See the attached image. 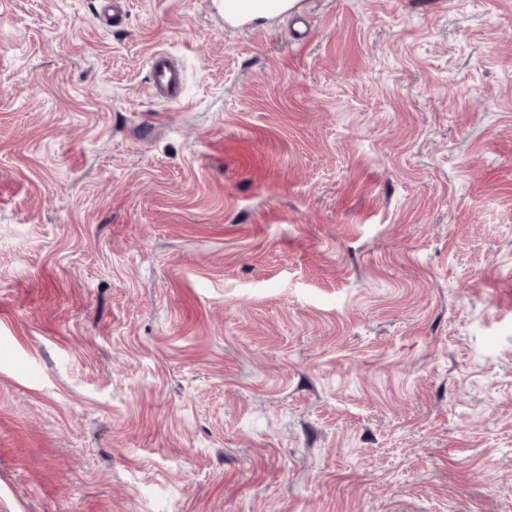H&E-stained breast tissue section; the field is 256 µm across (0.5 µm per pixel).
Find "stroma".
Listing matches in <instances>:
<instances>
[{
	"mask_svg": "<svg viewBox=\"0 0 512 512\" xmlns=\"http://www.w3.org/2000/svg\"><path fill=\"white\" fill-rule=\"evenodd\" d=\"M215 6L0 0V512H512V0ZM224 23L247 26L259 15L281 16L288 13V0H225ZM150 70L156 95L165 101L176 100L182 70L164 53H158L151 59Z\"/></svg>",
	"mask_w": 512,
	"mask_h": 512,
	"instance_id": "35a3bbf8",
	"label": "stroma"
}]
</instances>
